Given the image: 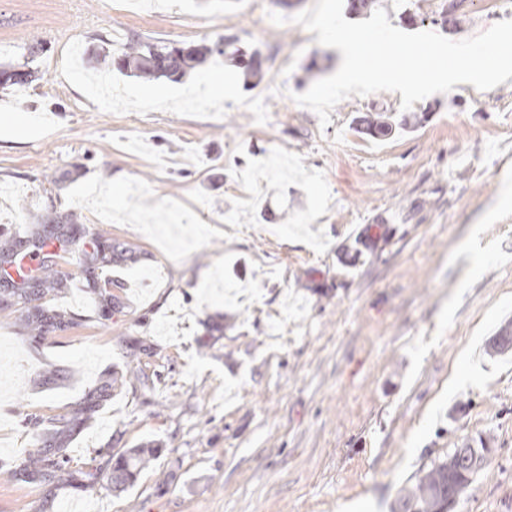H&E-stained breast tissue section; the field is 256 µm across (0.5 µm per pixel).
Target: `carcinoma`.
I'll use <instances>...</instances> for the list:
<instances>
[{
  "label": "carcinoma",
  "mask_w": 512,
  "mask_h": 512,
  "mask_svg": "<svg viewBox=\"0 0 512 512\" xmlns=\"http://www.w3.org/2000/svg\"><path fill=\"white\" fill-rule=\"evenodd\" d=\"M461 0H448L442 5L438 17L433 22L443 27L454 28L458 23L457 11ZM46 52L45 43L40 39L31 40L25 47V61L17 66L10 65L0 70V89L3 90L14 85L26 84L32 81L35 71L30 69L29 63ZM210 57L228 59L236 67L242 69L245 76L244 83L254 86L252 78L259 74L261 65L260 56L256 52H248L236 46V40L224 36L201 46L180 47L169 44H154L134 40L126 45L119 54L103 53L101 58L107 66L128 76H135L147 80L166 78L178 80L188 70L203 64ZM406 119L398 122L390 119L373 121L365 128L367 134L384 139L391 136L398 129L407 128ZM64 217L49 214H34L31 223L41 225V229L30 236L7 243L0 249V266L14 263L17 256L30 250H42L47 242L54 240L59 244L58 250L69 251V248L79 240L80 228L75 226L68 234L58 235L53 225L59 224ZM94 249L86 254L88 268L105 259L106 251H118L119 245L112 243V239L98 234L93 242ZM56 253L45 255L42 267V276L32 280L21 277L13 284V293L20 296H30L31 287L36 286L40 291H54L64 286L63 280L58 277L55 269ZM490 348L500 354L512 350V330L503 327L496 336L492 337ZM95 393L86 395V400L79 403L74 414L56 415L50 418L51 423L58 430L64 432L71 430L79 420H88L95 412L96 403L93 402ZM154 457L152 448H130L116 456L112 463V472L107 479L112 482L116 491H125L131 487L142 469L146 468ZM29 464L43 476L55 474L61 467L60 455L57 452H40L29 457ZM480 469H474L469 464V457L465 450L455 448L442 459L433 462L422 471L416 484L408 490L402 500L403 512H448L453 504L472 483L474 476Z\"/></svg>",
  "instance_id": "obj_1"
}]
</instances>
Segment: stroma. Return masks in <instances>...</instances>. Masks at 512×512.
Segmentation results:
<instances>
[{"label":"stroma","instance_id":"stroma-1","mask_svg":"<svg viewBox=\"0 0 512 512\" xmlns=\"http://www.w3.org/2000/svg\"><path fill=\"white\" fill-rule=\"evenodd\" d=\"M313 3L0 0V64L48 47L0 92V225L24 238L53 209L87 232L56 260L62 289L0 304V512H400L423 468L479 439L492 462L451 512H512V353L488 347L512 323V78L431 95L413 106L428 120L389 138L358 123L401 117L397 92L348 97L321 126L293 100L312 59L341 62L292 21ZM441 4L380 0L398 29L451 40L512 19L464 0L444 30ZM220 35L259 52L253 89L212 61L178 81L111 72L114 99L93 83L100 50ZM94 233L124 260L88 270ZM37 307L74 327L32 339ZM95 389L110 395L61 471L11 479ZM138 446L159 455L132 488L97 480ZM25 61L17 66L10 65L0 70V89L3 90L14 85L26 84L32 81L35 71L28 66L37 57L43 55L47 50L45 43L40 39H32L24 48Z\"/></svg>","mask_w":512,"mask_h":512}]
</instances>
